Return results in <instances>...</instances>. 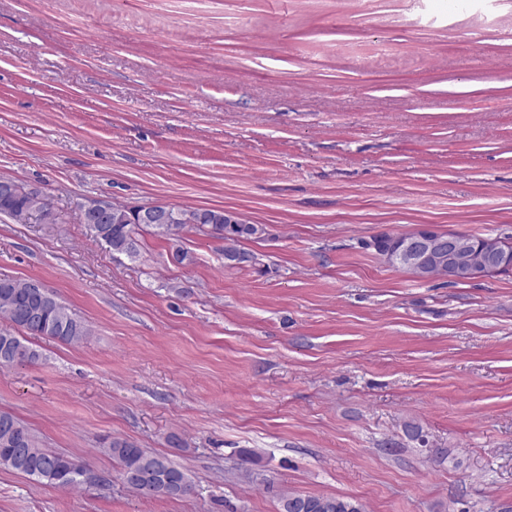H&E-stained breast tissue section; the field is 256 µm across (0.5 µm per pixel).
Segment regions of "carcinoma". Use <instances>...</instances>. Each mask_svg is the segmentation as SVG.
<instances>
[{
    "mask_svg": "<svg viewBox=\"0 0 512 512\" xmlns=\"http://www.w3.org/2000/svg\"><path fill=\"white\" fill-rule=\"evenodd\" d=\"M1 182L14 184L13 192L0 193V215L13 217L30 211L48 222L55 221L53 207L47 194L31 196L24 184L14 178L0 177ZM112 222L102 228H92L94 237L104 242L112 251L130 257L139 254L135 236L138 207L111 203ZM176 220L168 224H153L150 231L155 236L174 243L188 227L207 231L224 241V262L235 267V262L256 264L253 253L240 247V243L259 239L266 234L260 224L239 221L222 209L175 208ZM30 280L0 279V317L10 323V328L0 330V368L14 365L36 364L41 353L27 343L26 336L46 337L65 344L79 343L89 336V328L73 316L68 307L51 292L47 303L34 315L27 314ZM103 451L116 459L121 472L136 470L150 475L160 484L156 498H178L180 494L168 487L182 483L185 488L193 482L184 469L167 457L140 448L121 438H112L103 445ZM0 467L20 472L32 480L61 490H70L86 482V468L72 457L48 450L27 426L9 412L0 411ZM279 512H363L362 505L353 499L330 495H305L293 491L276 492Z\"/></svg>",
    "mask_w": 512,
    "mask_h": 512,
    "instance_id": "1",
    "label": "carcinoma"
}]
</instances>
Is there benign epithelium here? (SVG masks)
<instances>
[{"instance_id":"7a95c632","label":"benign epithelium","mask_w":512,"mask_h":512,"mask_svg":"<svg viewBox=\"0 0 512 512\" xmlns=\"http://www.w3.org/2000/svg\"><path fill=\"white\" fill-rule=\"evenodd\" d=\"M86 223L90 225L106 222L110 201L105 198H90L80 203ZM171 221L170 210L151 205L138 212V223L154 224ZM391 233L382 232L375 236L373 245L386 252L384 263L388 266L414 271V277L427 281L432 271L448 272V279L468 282L483 277V272L505 266L506 261L491 241L474 249L468 242V235L459 232L448 234L430 226H421L406 235L401 250L389 248Z\"/></svg>"}]
</instances>
